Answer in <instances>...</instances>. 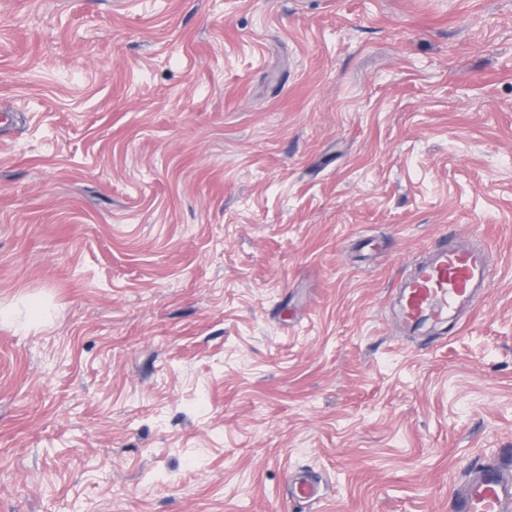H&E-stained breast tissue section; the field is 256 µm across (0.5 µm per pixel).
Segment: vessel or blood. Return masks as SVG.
Wrapping results in <instances>:
<instances>
[{"instance_id": "1", "label": "vessel or blood", "mask_w": 512, "mask_h": 512, "mask_svg": "<svg viewBox=\"0 0 512 512\" xmlns=\"http://www.w3.org/2000/svg\"><path fill=\"white\" fill-rule=\"evenodd\" d=\"M495 278L482 246L460 241L432 250L404 285L399 328L412 332L424 320L448 322L473 308ZM288 495L310 505L321 497L318 483L306 476L292 478ZM452 512H512V473L495 462L480 465L454 488Z\"/></svg>"}]
</instances>
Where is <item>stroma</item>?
<instances>
[{
  "instance_id": "1",
  "label": "stroma",
  "mask_w": 512,
  "mask_h": 512,
  "mask_svg": "<svg viewBox=\"0 0 512 512\" xmlns=\"http://www.w3.org/2000/svg\"><path fill=\"white\" fill-rule=\"evenodd\" d=\"M458 233L483 305L398 335ZM506 448L512 0H0V512H451ZM288 495L291 500L310 505L321 497L318 483L307 476H294L288 485Z\"/></svg>"
}]
</instances>
